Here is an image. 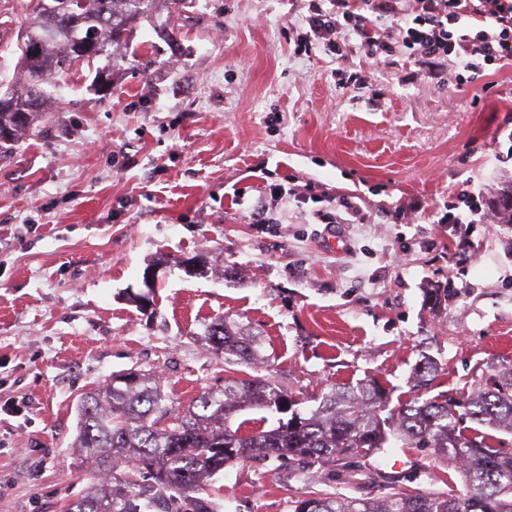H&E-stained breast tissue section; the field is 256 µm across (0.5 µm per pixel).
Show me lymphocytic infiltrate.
Instances as JSON below:
<instances>
[{"instance_id": "f902f5d3", "label": "lymphocytic infiltrate", "mask_w": 512, "mask_h": 512, "mask_svg": "<svg viewBox=\"0 0 512 512\" xmlns=\"http://www.w3.org/2000/svg\"><path fill=\"white\" fill-rule=\"evenodd\" d=\"M304 50L322 48L346 61L400 53L409 65L402 82L440 79L512 63V0H307Z\"/></svg>"}]
</instances>
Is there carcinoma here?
I'll return each mask as SVG.
<instances>
[{
  "instance_id": "obj_1",
  "label": "carcinoma",
  "mask_w": 512,
  "mask_h": 512,
  "mask_svg": "<svg viewBox=\"0 0 512 512\" xmlns=\"http://www.w3.org/2000/svg\"><path fill=\"white\" fill-rule=\"evenodd\" d=\"M187 0H34L19 43L18 66L25 82L0 93V154L39 132L50 112L46 102L67 80L73 55L94 69L91 87L112 86L145 19L167 13L158 28ZM224 364L235 367L224 388L204 391L174 410L154 371H130L112 385L88 392L78 415L72 448L94 476L68 504L67 512H224L212 492L224 469L257 458L307 467L316 478L353 477L354 459L375 454L393 435L412 448H426L453 464L461 488L443 495L414 496L401 486L381 498H345L317 493L292 502V512H512V454L489 443L487 434L459 428L457 404L420 396L384 417L387 396L368 383L338 387L307 413L264 374L260 338L234 321L204 326ZM243 365L247 370H239ZM245 409L289 414L269 429L234 424ZM479 425L512 435V362L492 363L463 403ZM105 470L110 479L95 473Z\"/></svg>"
}]
</instances>
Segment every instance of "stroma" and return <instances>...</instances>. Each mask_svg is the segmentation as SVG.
Segmentation results:
<instances>
[{"instance_id":"stroma-1","label":"stroma","mask_w":512,"mask_h":512,"mask_svg":"<svg viewBox=\"0 0 512 512\" xmlns=\"http://www.w3.org/2000/svg\"><path fill=\"white\" fill-rule=\"evenodd\" d=\"M30 13L0 0V87L21 81ZM306 13L305 0H189L171 19L180 51L141 23L111 94L80 70L39 135L0 154V512H62L84 486L77 403L108 376L155 371L176 409L223 388L201 338L219 316L260 333L271 379L309 408L369 381L393 410L419 395L461 403L488 364L512 361V225L488 208L512 181V65L460 87L402 85L401 55L340 66L297 49ZM281 184L310 203L281 205ZM343 195L365 223H318L317 198ZM472 198L473 223H442ZM200 255L211 272L186 274ZM150 268L141 309L127 296ZM368 467L377 478L335 483L248 462L213 487L224 512H289L315 493L383 496L393 476L426 496L460 482L399 441Z\"/></svg>"}]
</instances>
